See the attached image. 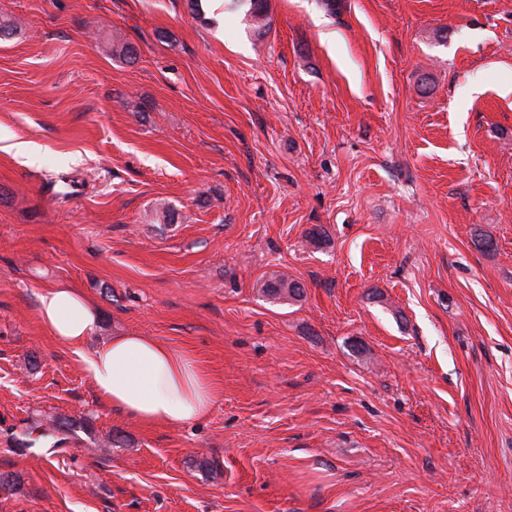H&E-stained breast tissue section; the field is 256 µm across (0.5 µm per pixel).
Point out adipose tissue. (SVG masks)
<instances>
[{
  "mask_svg": "<svg viewBox=\"0 0 512 512\" xmlns=\"http://www.w3.org/2000/svg\"><path fill=\"white\" fill-rule=\"evenodd\" d=\"M36 314L55 340L71 346L103 405L147 425H183L210 413L217 388L185 351L141 335H117L85 351L98 313L79 290L47 288Z\"/></svg>",
  "mask_w": 512,
  "mask_h": 512,
  "instance_id": "adipose-tissue-1",
  "label": "adipose tissue"
}]
</instances>
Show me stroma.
Wrapping results in <instances>:
<instances>
[{
  "mask_svg": "<svg viewBox=\"0 0 512 512\" xmlns=\"http://www.w3.org/2000/svg\"><path fill=\"white\" fill-rule=\"evenodd\" d=\"M269 3L0 0V512H512V0ZM49 285L209 415L103 406ZM250 21L254 32L261 37L270 29L268 0H250ZM262 292L274 299L299 300L302 297V286L288 275L273 272L262 284Z\"/></svg>",
  "mask_w": 512,
  "mask_h": 512,
  "instance_id": "35a3bbf8",
  "label": "stroma"
}]
</instances>
